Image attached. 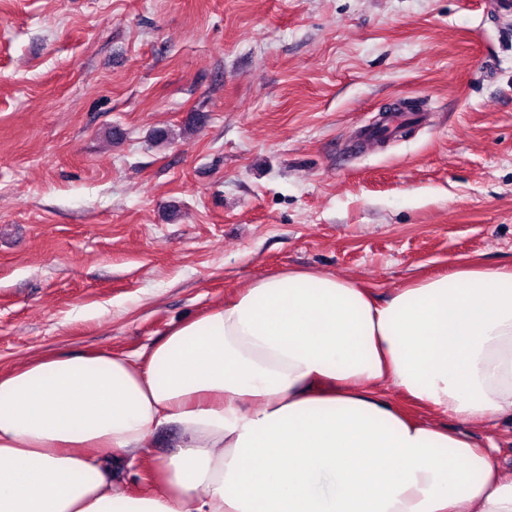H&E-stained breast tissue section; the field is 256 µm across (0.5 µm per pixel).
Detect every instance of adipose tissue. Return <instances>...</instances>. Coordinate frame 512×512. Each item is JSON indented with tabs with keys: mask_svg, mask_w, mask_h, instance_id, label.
<instances>
[{
	"mask_svg": "<svg viewBox=\"0 0 512 512\" xmlns=\"http://www.w3.org/2000/svg\"><path fill=\"white\" fill-rule=\"evenodd\" d=\"M443 416L512 421V264L459 262L384 300L288 269L140 358L0 370V512H512V473ZM163 429L172 451L147 456ZM119 455L152 487L114 485Z\"/></svg>",
	"mask_w": 512,
	"mask_h": 512,
	"instance_id": "1",
	"label": "adipose tissue"
}]
</instances>
